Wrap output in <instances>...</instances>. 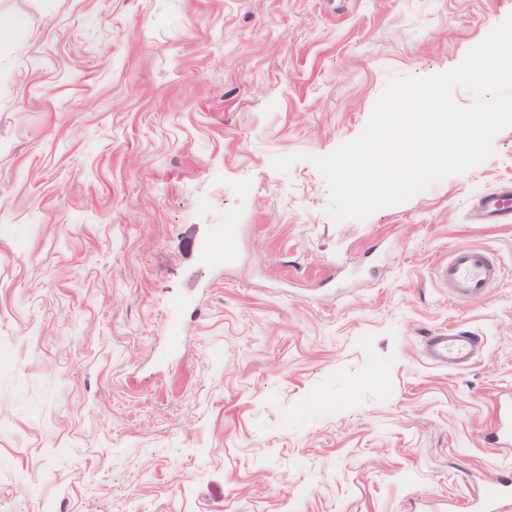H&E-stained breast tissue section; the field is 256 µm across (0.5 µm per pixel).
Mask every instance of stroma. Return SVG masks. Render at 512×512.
<instances>
[{
  "label": "stroma",
  "mask_w": 512,
  "mask_h": 512,
  "mask_svg": "<svg viewBox=\"0 0 512 512\" xmlns=\"http://www.w3.org/2000/svg\"><path fill=\"white\" fill-rule=\"evenodd\" d=\"M512 0H0V512H475L512 391V127L333 222L312 159ZM299 154L288 171L273 158ZM502 267L481 299L434 275ZM480 336L465 370L425 336ZM442 279L466 299L484 297L500 278V267L479 247L453 249L440 268Z\"/></svg>",
  "instance_id": "1"
}]
</instances>
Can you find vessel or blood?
Here are the masks:
<instances>
[{"label": "vessel or blood", "instance_id": "1", "mask_svg": "<svg viewBox=\"0 0 512 512\" xmlns=\"http://www.w3.org/2000/svg\"><path fill=\"white\" fill-rule=\"evenodd\" d=\"M442 279L464 298L485 296L501 275L500 267L479 247L453 249L440 268ZM480 347L477 337L455 330L425 339L427 356L439 365L464 367L475 358ZM490 440L494 446H512V400L500 405L497 425ZM482 512H499L512 501V472L504 471L479 492Z\"/></svg>", "mask_w": 512, "mask_h": 512}]
</instances>
